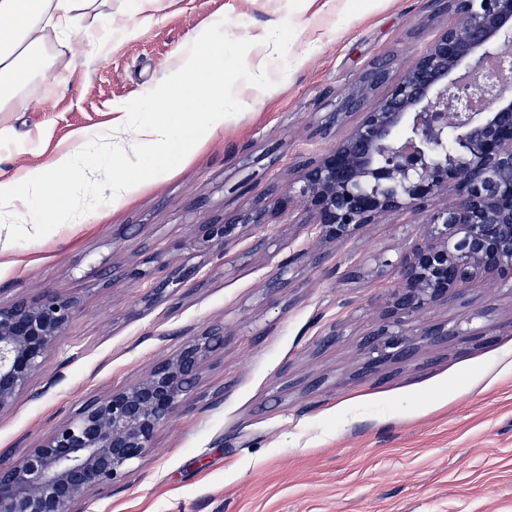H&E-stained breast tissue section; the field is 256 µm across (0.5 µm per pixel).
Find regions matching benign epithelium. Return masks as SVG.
<instances>
[{
  "mask_svg": "<svg viewBox=\"0 0 512 512\" xmlns=\"http://www.w3.org/2000/svg\"><path fill=\"white\" fill-rule=\"evenodd\" d=\"M457 20L432 41L377 104L325 152L273 184L260 204L205 225L192 254L225 255L248 228L267 246L270 216L290 221L295 204L321 240L348 241L367 224L426 214L425 240L392 267L401 288L365 346L364 371L406 358L420 340L464 336L459 323L423 314L466 292L482 273L512 279V0H453ZM388 81L377 63L352 82L344 107H361ZM198 267L170 270L146 301ZM76 300L53 290L0 303V411L24 391L73 320ZM224 343L222 328L185 337L178 351L127 386L86 400L75 417L22 456L0 461V512H74L92 490L107 492L153 447L160 428L192 399L201 369Z\"/></svg>",
  "mask_w": 512,
  "mask_h": 512,
  "instance_id": "benign-epithelium-1",
  "label": "benign epithelium"
}]
</instances>
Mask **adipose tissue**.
<instances>
[{
    "label": "adipose tissue",
    "instance_id": "adipose-tissue-1",
    "mask_svg": "<svg viewBox=\"0 0 512 512\" xmlns=\"http://www.w3.org/2000/svg\"><path fill=\"white\" fill-rule=\"evenodd\" d=\"M91 18L101 42L115 28L101 0H0V112H25L39 98L30 84L57 65L67 38ZM206 50L186 51L173 75L178 90L151 92L146 111L112 118L106 135L86 132L60 147L23 179L0 180V257L11 254L17 228L42 236L47 224H79L102 199L126 202L154 174L182 161L224 122L230 91L224 84V35L214 31ZM54 212L45 215L44 201Z\"/></svg>",
    "mask_w": 512,
    "mask_h": 512
}]
</instances>
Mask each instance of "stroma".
Returning <instances> with one entry per match:
<instances>
[{
    "mask_svg": "<svg viewBox=\"0 0 512 512\" xmlns=\"http://www.w3.org/2000/svg\"><path fill=\"white\" fill-rule=\"evenodd\" d=\"M118 31L93 57L88 27L33 83L41 109L0 112V179L80 132H105L116 109L139 110L168 86L181 53L211 28L224 32V78L242 82L259 38L274 31L268 81L228 105L222 126L120 206L103 203L81 224L38 238L17 233L0 260V301L50 289L78 312L40 371L0 411V453L17 455L69 421L93 395L121 388L173 354L184 334L224 330L199 397L159 430L153 448L112 491L90 492L77 512H512V285L478 277L426 320L466 321L490 306L491 339L421 342L408 361L361 372L363 346L399 288L380 261L396 260L425 228L396 218L345 242L314 244L296 224L252 234L224 260L199 257L192 279L149 304L144 296L187 256L203 225L256 205L273 180L329 149L361 118L328 121L348 85L387 60L391 81L455 19L431 0H175L148 26L112 0ZM306 252L283 288L277 264ZM146 277H129L132 268ZM357 277H347L348 269ZM338 327L336 342L321 338Z\"/></svg>",
    "mask_w": 512,
    "mask_h": 512,
    "instance_id": "obj_1",
    "label": "stroma"
}]
</instances>
